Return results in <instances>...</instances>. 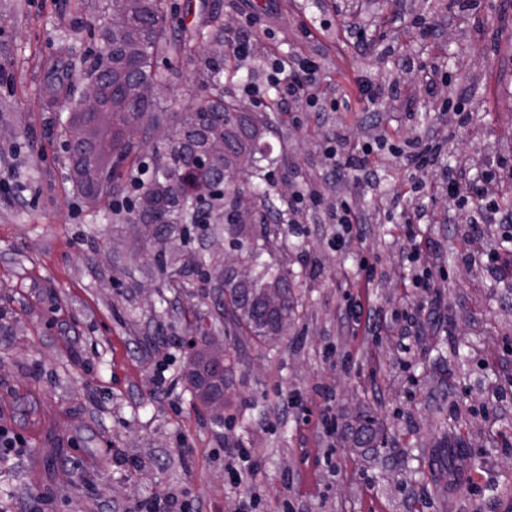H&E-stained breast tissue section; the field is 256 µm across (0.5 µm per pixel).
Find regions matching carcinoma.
Segmentation results:
<instances>
[{"label":"carcinoma","instance_id":"1","mask_svg":"<svg viewBox=\"0 0 512 512\" xmlns=\"http://www.w3.org/2000/svg\"><path fill=\"white\" fill-rule=\"evenodd\" d=\"M121 11L132 20L125 31L111 28V12ZM168 0H106L98 19V37L112 51L101 50L83 60V80L96 81L102 88L105 111L112 113L108 126L98 124L92 113L78 119L77 124L64 126L72 166L78 176L77 189L90 202L97 203L112 195L120 177L119 171L127 160L150 140L154 126L170 120L169 144L157 152L158 159L148 179L137 183L138 197L128 223L154 228L157 250L153 261L166 280L179 288L193 287L191 276L203 281L213 279L216 265L184 271L173 268L164 241L187 228L210 226V216L226 214L224 237L230 239L239 261L251 267L252 277L240 281L231 272H224L220 302L203 325L204 318L191 311L196 329L224 331L228 325L239 340L272 346L283 317H293L295 305L288 289V272L263 259L266 247L281 230L283 220L236 224L227 211L242 187L235 183L237 158L242 153L253 155V166L247 170L249 186L257 196L259 206L270 204V173L263 162L268 160L263 138L266 124L250 112H240L237 105L224 100L222 78L224 60L205 55L201 71L207 94L197 104L183 112L168 113L162 101L141 102L128 98V88L134 82H167L170 76L157 68L162 56H178L187 51V44L169 35L166 27ZM220 0H212L206 16L198 18L191 29L199 40H222L224 28L218 25ZM51 97L59 95L71 102L77 88L69 80L68 69L55 72L50 85ZM208 138L224 139V155L206 154ZM212 174L221 182V191L206 208L197 206L189 195L193 181ZM268 288L285 289L286 299L279 311H269L263 305L262 294ZM374 419L358 411L345 423L355 445L369 448L374 443Z\"/></svg>","mask_w":512,"mask_h":512}]
</instances>
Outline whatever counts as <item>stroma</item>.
Wrapping results in <instances>:
<instances>
[{"mask_svg":"<svg viewBox=\"0 0 512 512\" xmlns=\"http://www.w3.org/2000/svg\"><path fill=\"white\" fill-rule=\"evenodd\" d=\"M221 2L224 97L268 121L271 200L287 223L265 258L291 272L297 320L271 351L228 339L232 400L217 422L191 393L181 341L195 330L189 304L211 309L219 292L169 286L124 222L152 145L92 208L70 176L67 103L46 93L61 62L81 83L102 0H0V425L26 441L0 462V512H140L176 498L238 512L245 490L224 474L228 448L250 449L263 512H512V226L481 224L484 199L449 195L391 150L434 136L446 143L440 167L473 181L512 156V0L464 13L452 0ZM208 48L160 59L178 71L174 110L204 94ZM274 55L316 59L314 92L340 98L338 111H268ZM362 81L381 88L375 105L360 99ZM450 88L473 112L458 131L442 107ZM378 136L388 145L370 180H329L328 139L350 148ZM299 190L303 206L290 210ZM341 199L365 218L346 246L329 222ZM425 271L432 287H412ZM355 292L372 326L346 323ZM358 405L378 423L377 447L318 427L324 409L340 418ZM443 438L449 465L459 448L470 462L459 493L435 478Z\"/></svg>","mask_w":512,"mask_h":512,"instance_id":"stroma-1","label":"stroma"}]
</instances>
